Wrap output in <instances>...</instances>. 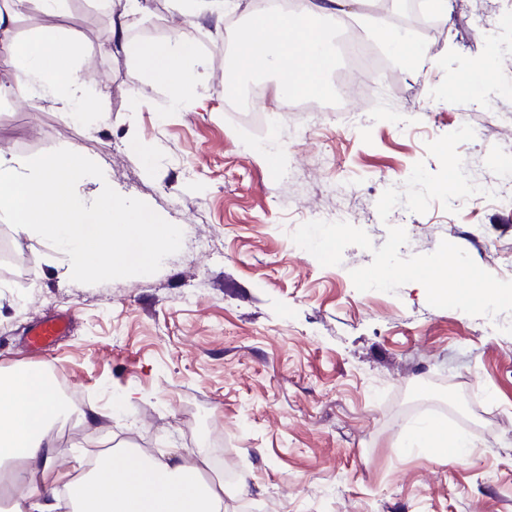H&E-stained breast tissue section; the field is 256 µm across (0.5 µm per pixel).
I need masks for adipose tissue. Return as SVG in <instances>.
I'll return each mask as SVG.
<instances>
[{
	"label": "adipose tissue",
	"mask_w": 512,
	"mask_h": 512,
	"mask_svg": "<svg viewBox=\"0 0 512 512\" xmlns=\"http://www.w3.org/2000/svg\"><path fill=\"white\" fill-rule=\"evenodd\" d=\"M34 0H0V65L13 70L14 83L0 85V98L11 97L38 107L49 99L66 117H74L87 83L75 64L78 44L61 30L45 28L24 38L10 34V25ZM346 0H305L301 12L256 13L238 42V75L272 72L277 76L276 104L301 93L324 95L335 58L319 18L336 17ZM146 62L152 76L164 82L173 106L186 104L184 89L196 75L187 64L198 55L187 33L174 39L131 47ZM422 288L437 298L457 295L465 305L500 297L501 289L482 282L470 270L453 269L448 278L420 275ZM46 371L16 368L0 373V464L20 463L9 478L17 487L12 512H56V496L66 493L76 512H223L227 488L223 480L208 481L206 458L193 465L179 454L154 459L134 449L97 459L94 468L76 464L73 472L56 468L53 423L66 414Z\"/></svg>",
	"instance_id": "ef3b65f1"
}]
</instances>
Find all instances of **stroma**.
Listing matches in <instances>:
<instances>
[{"label": "stroma", "instance_id": "stroma-1", "mask_svg": "<svg viewBox=\"0 0 512 512\" xmlns=\"http://www.w3.org/2000/svg\"><path fill=\"white\" fill-rule=\"evenodd\" d=\"M121 2L14 22L78 41L76 118L0 100L1 155L73 150L104 172L78 182L85 202L108 185L183 231L156 273L87 285L0 219L20 260L0 263V371L46 368L80 399L54 427L59 468L108 445L175 448L233 487L226 512H512V297L464 306L415 279L444 254L512 286V205L492 193L512 167V0H450L438 30L403 33L424 54L413 68L382 38L399 22L367 25L362 0L335 22L329 97L263 114L234 111L224 87L226 21L147 0L129 43L183 30L203 62L190 108L173 107L111 41ZM352 34L385 62L367 103L340 79ZM59 314L69 331L31 353L30 327ZM432 419L471 438L463 460L411 446Z\"/></svg>", "mask_w": 512, "mask_h": 512}]
</instances>
